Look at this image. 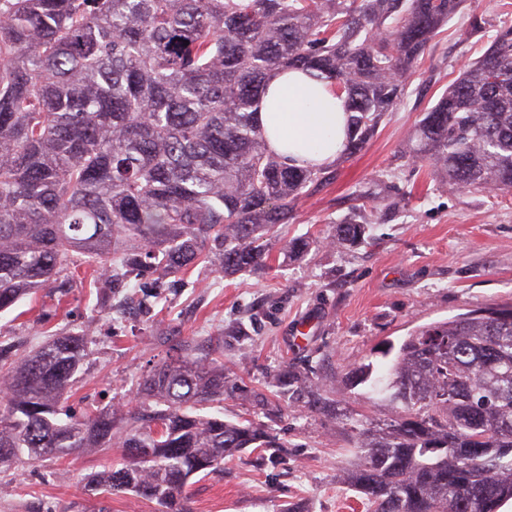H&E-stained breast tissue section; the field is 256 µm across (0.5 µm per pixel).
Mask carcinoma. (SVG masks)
Segmentation results:
<instances>
[{
    "label": "carcinoma",
    "instance_id": "obj_1",
    "mask_svg": "<svg viewBox=\"0 0 512 512\" xmlns=\"http://www.w3.org/2000/svg\"><path fill=\"white\" fill-rule=\"evenodd\" d=\"M463 0H0V313L94 266L161 290L218 251L226 274L272 268L276 228L331 179L287 166L256 119L280 70L319 71L347 99L345 154L360 152L406 76ZM189 44H184V41ZM413 157L450 188L512 192V26L425 112ZM362 221L329 243L364 240ZM311 241H287L288 259ZM155 365L135 404L59 407L86 345H0V466L121 449L86 488L187 512L192 477L245 448H282L271 425L204 410L224 401L221 357L190 345ZM372 381L390 416L353 422L349 483L368 512H499L512 500V306L424 325Z\"/></svg>",
    "mask_w": 512,
    "mask_h": 512
}]
</instances>
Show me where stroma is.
<instances>
[{
    "instance_id": "1",
    "label": "stroma",
    "mask_w": 512,
    "mask_h": 512,
    "mask_svg": "<svg viewBox=\"0 0 512 512\" xmlns=\"http://www.w3.org/2000/svg\"><path fill=\"white\" fill-rule=\"evenodd\" d=\"M484 29L468 37L470 15ZM512 25V0H464L412 72L400 105L361 152L329 166L334 176L302 197L279 236H306L298 260L275 259L266 274L225 275L204 263L185 288L165 293L153 316L130 307L121 326L94 304L117 292L82 268L59 288H45L0 316V343L25 355L48 335L94 328L67 406L82 414L130 402L141 378L183 344L204 355L224 348L225 419L272 423L282 445L244 449L223 471L192 479L191 512H367L346 473L351 419L387 415L370 388L347 386L358 365L384 363L389 347L417 328L478 306L512 305V194L451 189L429 165L408 155V137L423 113L479 58L496 31ZM378 209L356 246H327L336 223ZM305 382L279 396V379ZM120 454L113 448L47 456L0 469V512H155L130 493L90 495L83 479Z\"/></svg>"
}]
</instances>
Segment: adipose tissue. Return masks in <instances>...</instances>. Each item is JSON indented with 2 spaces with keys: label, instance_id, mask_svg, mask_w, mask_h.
Instances as JSON below:
<instances>
[{
  "label": "adipose tissue",
  "instance_id": "obj_1",
  "mask_svg": "<svg viewBox=\"0 0 512 512\" xmlns=\"http://www.w3.org/2000/svg\"><path fill=\"white\" fill-rule=\"evenodd\" d=\"M347 102L332 80L293 70L275 76L262 97L258 120L268 145L285 162L325 166L344 151Z\"/></svg>",
  "mask_w": 512,
  "mask_h": 512
}]
</instances>
